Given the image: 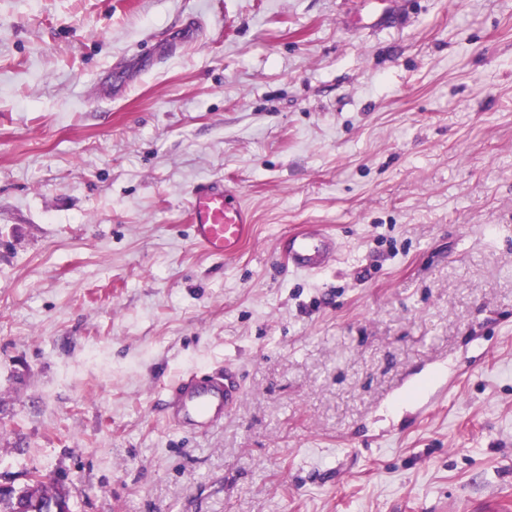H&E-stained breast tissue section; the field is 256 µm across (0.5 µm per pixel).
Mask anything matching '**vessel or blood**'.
Returning <instances> with one entry per match:
<instances>
[{
  "label": "vessel or blood",
  "mask_w": 512,
  "mask_h": 512,
  "mask_svg": "<svg viewBox=\"0 0 512 512\" xmlns=\"http://www.w3.org/2000/svg\"><path fill=\"white\" fill-rule=\"evenodd\" d=\"M253 217L239 192L221 182L199 184L192 192L190 231L193 241L209 254L232 258L242 249ZM279 252L296 271L316 274L331 267L338 242L329 232L307 227L284 236ZM241 383L211 371H196L170 384L165 418L185 428L207 430L236 406Z\"/></svg>",
  "instance_id": "obj_1"
}]
</instances>
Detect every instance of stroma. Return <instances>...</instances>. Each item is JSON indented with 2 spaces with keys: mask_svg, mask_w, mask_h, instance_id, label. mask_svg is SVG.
<instances>
[{
  "mask_svg": "<svg viewBox=\"0 0 512 512\" xmlns=\"http://www.w3.org/2000/svg\"><path fill=\"white\" fill-rule=\"evenodd\" d=\"M227 361L235 412L170 428ZM35 471L74 512H512V0H0V482ZM192 240L209 254L235 257L248 238L253 217L239 192L221 182L199 184L190 207ZM338 242L329 232L306 227L284 236L279 242V253L296 271L316 274L331 267L337 258ZM229 365L224 376L211 371L191 372L170 384L165 395V419L184 428L208 430L236 406L242 384L232 381Z\"/></svg>",
  "mask_w": 512,
  "mask_h": 512,
  "instance_id": "35a3bbf8",
  "label": "stroma"
}]
</instances>
